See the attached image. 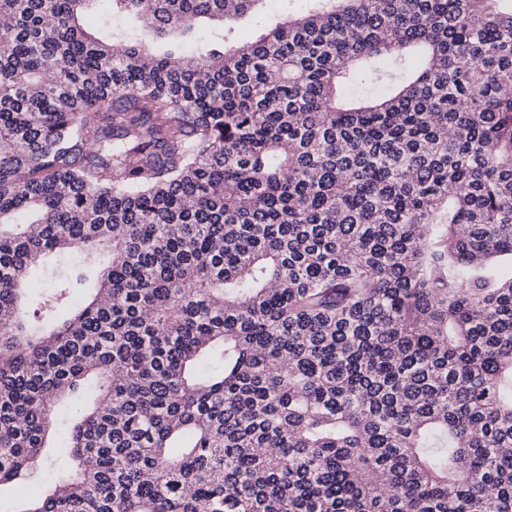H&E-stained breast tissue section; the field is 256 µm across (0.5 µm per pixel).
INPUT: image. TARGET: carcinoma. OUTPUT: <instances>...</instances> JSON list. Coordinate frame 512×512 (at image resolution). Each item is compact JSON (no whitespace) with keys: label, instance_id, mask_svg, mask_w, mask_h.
<instances>
[{"label":"carcinoma","instance_id":"cac0c4a2","mask_svg":"<svg viewBox=\"0 0 512 512\" xmlns=\"http://www.w3.org/2000/svg\"><path fill=\"white\" fill-rule=\"evenodd\" d=\"M262 2L0 0V484L512 512V0ZM263 23L260 19L255 20L250 17H243L228 21L226 27H231L239 40L249 41L254 40L260 35ZM39 466L41 480L38 486L49 480L57 479L67 471L69 464L67 458L57 453L55 448H44L39 460Z\"/></svg>","mask_w":512,"mask_h":512}]
</instances>
